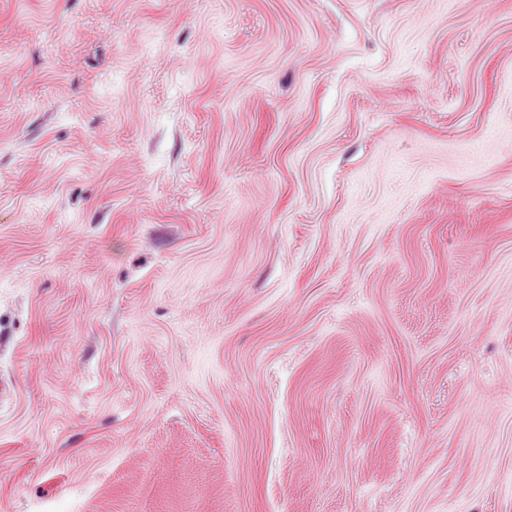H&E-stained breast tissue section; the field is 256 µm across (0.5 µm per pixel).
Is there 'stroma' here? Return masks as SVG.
Masks as SVG:
<instances>
[{
    "mask_svg": "<svg viewBox=\"0 0 512 512\" xmlns=\"http://www.w3.org/2000/svg\"><path fill=\"white\" fill-rule=\"evenodd\" d=\"M0 512H512V0H0Z\"/></svg>",
    "mask_w": 512,
    "mask_h": 512,
    "instance_id": "35a3bbf8",
    "label": "stroma"
}]
</instances>
